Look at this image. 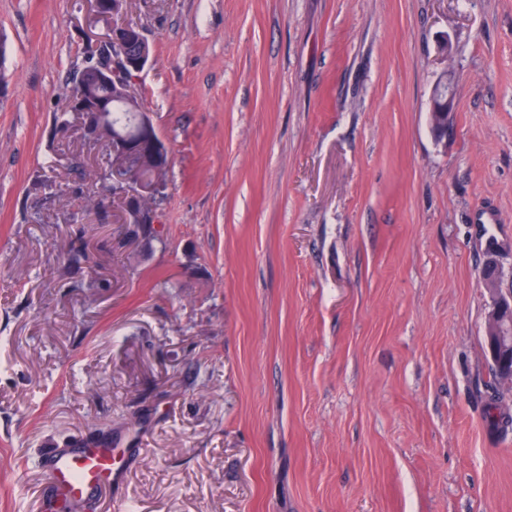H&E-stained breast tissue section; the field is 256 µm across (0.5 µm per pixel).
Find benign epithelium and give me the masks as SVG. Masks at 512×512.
I'll list each match as a JSON object with an SVG mask.
<instances>
[{
    "label": "benign epithelium",
    "instance_id": "1",
    "mask_svg": "<svg viewBox=\"0 0 512 512\" xmlns=\"http://www.w3.org/2000/svg\"><path fill=\"white\" fill-rule=\"evenodd\" d=\"M94 11L99 18H108L118 14V5L121 0H93ZM106 43L114 44L117 52L102 53L101 64L98 65L93 80L114 87L113 97L121 102H129L135 96L133 90L132 74L140 73L150 62L146 45L140 32H131L126 28H117L110 32ZM451 96L448 94V80L439 82L435 89L430 108V119L435 131H440L436 119L446 116L450 110ZM108 108L104 100L94 98L89 102L79 101L75 104L74 112L78 116L81 129L92 131L95 120ZM135 125L130 133L114 135V139L125 147L127 152L143 153L149 157V163L139 165L135 170H114L115 178L125 181L133 176L137 180L138 192L135 202L127 211V221L132 224L148 222L158 223L157 213L147 212L141 206V199L149 196L153 190L152 171L165 166L166 153L162 147L163 141L159 138L149 113L144 107L134 109ZM481 277L486 287L494 294L493 307L489 313L487 325V340L495 341L503 346L512 348V323L500 320L503 311L512 309V298L507 299L499 293L497 288L499 275L494 262L489 261L481 270ZM490 358L494 368L500 374L503 382H512V357L501 358L495 350H490Z\"/></svg>",
    "mask_w": 512,
    "mask_h": 512
}]
</instances>
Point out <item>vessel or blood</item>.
<instances>
[{"label":"vessel or blood","mask_w":512,"mask_h":512,"mask_svg":"<svg viewBox=\"0 0 512 512\" xmlns=\"http://www.w3.org/2000/svg\"><path fill=\"white\" fill-rule=\"evenodd\" d=\"M48 480L49 492L76 510L93 491L119 487L124 471L111 445L88 441L78 448L50 451Z\"/></svg>","instance_id":"1"}]
</instances>
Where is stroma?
<instances>
[{"label": "stroma", "mask_w": 512, "mask_h": 512, "mask_svg": "<svg viewBox=\"0 0 512 512\" xmlns=\"http://www.w3.org/2000/svg\"><path fill=\"white\" fill-rule=\"evenodd\" d=\"M126 5L170 165L121 250L54 123L108 25L0 0V512L85 439L140 447L131 512H512V0ZM451 96L448 94V80L439 82L435 89L430 108V119L436 132L441 131L443 126H438L436 118H443L450 110ZM481 277L486 287L494 294L493 307L489 313L487 325V340L490 350V358L494 368L500 374L502 382H512V353L511 358H501L490 346L491 341H495L502 346L512 348V323H503L500 320V314L503 311L512 309V298L507 299L499 293L497 288L499 275L496 264L489 261L481 270ZM509 329V332L507 330Z\"/></svg>", "instance_id": "obj_1"}]
</instances>
